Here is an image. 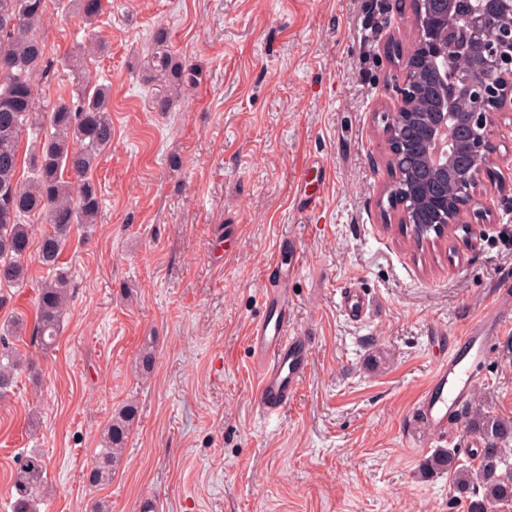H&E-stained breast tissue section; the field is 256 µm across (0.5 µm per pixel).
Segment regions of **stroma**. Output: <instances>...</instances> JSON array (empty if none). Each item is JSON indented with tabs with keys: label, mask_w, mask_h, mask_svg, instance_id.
I'll list each match as a JSON object with an SVG mask.
<instances>
[{
	"label": "stroma",
	"mask_w": 512,
	"mask_h": 512,
	"mask_svg": "<svg viewBox=\"0 0 512 512\" xmlns=\"http://www.w3.org/2000/svg\"><path fill=\"white\" fill-rule=\"evenodd\" d=\"M106 42L89 69L112 85V144L91 178L97 223L75 226L60 257L71 283L63 330L42 351L12 342L34 365L0 398V512L27 456L47 467L36 512H467L450 477H423L442 447L471 462L457 422L431 439L412 416L443 351L436 321L462 333L512 271V192L481 182L493 209L438 245L418 249L379 205L388 183L384 115L402 83L386 45L412 50L404 0H103ZM203 70L170 111L149 108L141 60L157 28ZM54 67L37 77L46 107L69 97L64 62L84 40L78 14L49 0L39 29ZM325 172L304 170L309 157ZM324 188L308 219L296 205ZM293 236L297 330L312 356L280 415L256 402L247 344L267 264ZM45 268L9 289L0 325L34 320ZM361 288L369 310L350 319L340 291ZM151 346L153 370L138 358ZM483 412L512 421V329L490 353ZM138 415L106 486L89 482L100 437L127 401Z\"/></svg>",
	"instance_id": "obj_1"
}]
</instances>
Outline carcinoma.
Instances as JSON below:
<instances>
[{
	"mask_svg": "<svg viewBox=\"0 0 512 512\" xmlns=\"http://www.w3.org/2000/svg\"><path fill=\"white\" fill-rule=\"evenodd\" d=\"M63 8L73 10L88 25L80 54L70 60L78 83L72 99L61 98L50 111L40 112L35 106L34 78L53 65L37 31L47 0H0V289L17 287L28 276L27 260L33 256L32 225L27 223L30 216L45 213L49 218L51 230L41 236L33 257L53 269L74 225L95 224L100 214V194L89 175L112 143V96L109 85L92 78L86 61L106 51V44L94 31L104 10L103 0H67ZM439 41L470 44L468 52L457 56V71L485 66L471 32L460 29L453 20H448ZM142 68L156 81L150 104L154 112L169 111L202 80L201 68L173 48L164 28L154 32L152 49ZM412 79L419 92L412 111L420 117L398 130L397 137L409 151L394 166L426 180L428 173L421 165L427 151L420 133L422 114L439 111L441 102L456 93L459 81L451 71H437L434 54L428 48L420 49ZM29 132L39 143L29 154L30 176L22 183L18 177L19 147L22 136ZM69 294L70 282L61 272L42 284L31 331V341L37 347L48 349L55 344ZM25 331L22 319L0 331V395L13 386L18 371L32 365L6 341V337ZM137 413L132 401L112 418L89 474L91 483L106 485L112 481ZM470 424L471 432L482 441L478 464L463 465L458 462L457 449L441 448L425 460L422 472L429 476L448 471L457 497L468 501V512H495L496 506L512 505V422L476 410ZM45 484L43 459L27 457L12 478L13 512H33L32 493Z\"/></svg>",
	"mask_w": 512,
	"mask_h": 512,
	"instance_id": "1",
	"label": "carcinoma"
}]
</instances>
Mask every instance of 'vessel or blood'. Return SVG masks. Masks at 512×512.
I'll return each instance as SVG.
<instances>
[{"label":"vessel or blood","instance_id":"1","mask_svg":"<svg viewBox=\"0 0 512 512\" xmlns=\"http://www.w3.org/2000/svg\"><path fill=\"white\" fill-rule=\"evenodd\" d=\"M302 262L303 253L294 238L278 241L267 269L263 314L248 331L258 406L270 416L287 407L310 361L311 341L293 327V303L288 294V283ZM341 305L356 320L368 309L363 292L353 286L342 289ZM511 324L512 278L507 276L494 289L483 313L461 335L451 338L441 327L431 329L430 340L447 347L448 356L436 365L414 404L416 419L426 432L436 438L447 437L450 425L471 404L490 348Z\"/></svg>","mask_w":512,"mask_h":512}]
</instances>
